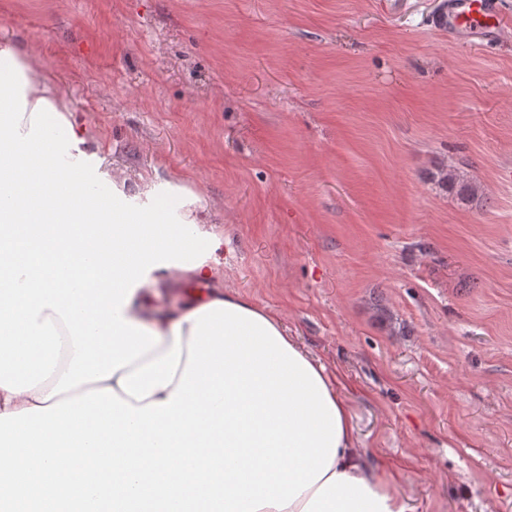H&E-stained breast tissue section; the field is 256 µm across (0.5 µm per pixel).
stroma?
Wrapping results in <instances>:
<instances>
[{"label":"stroma","instance_id":"35a3bbf8","mask_svg":"<svg viewBox=\"0 0 512 512\" xmlns=\"http://www.w3.org/2000/svg\"><path fill=\"white\" fill-rule=\"evenodd\" d=\"M443 3L0 0V45L63 97L82 178L190 194L412 512H512V38H450Z\"/></svg>","mask_w":512,"mask_h":512}]
</instances>
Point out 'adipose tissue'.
Returning <instances> with one entry per match:
<instances>
[{
  "instance_id": "adipose-tissue-1",
  "label": "adipose tissue",
  "mask_w": 512,
  "mask_h": 512,
  "mask_svg": "<svg viewBox=\"0 0 512 512\" xmlns=\"http://www.w3.org/2000/svg\"><path fill=\"white\" fill-rule=\"evenodd\" d=\"M62 136L78 132L56 91L0 48V493L35 499L52 476L81 497L74 442L98 425L93 488L112 512L214 495L223 512H410L326 368L225 289L222 240L186 199L132 211L114 169L94 205Z\"/></svg>"
}]
</instances>
